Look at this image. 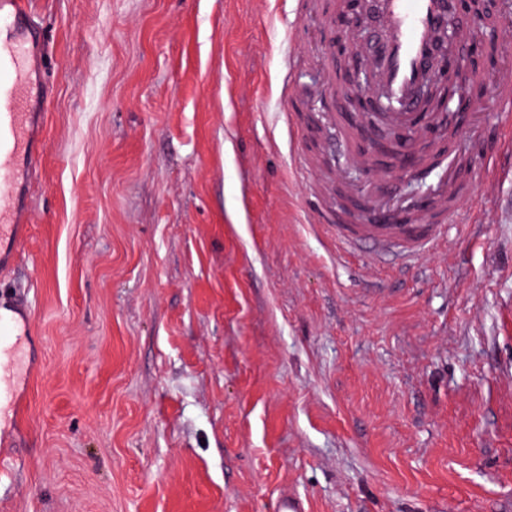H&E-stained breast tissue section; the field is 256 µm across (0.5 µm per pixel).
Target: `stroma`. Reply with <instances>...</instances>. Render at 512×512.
<instances>
[{"mask_svg":"<svg viewBox=\"0 0 512 512\" xmlns=\"http://www.w3.org/2000/svg\"><path fill=\"white\" fill-rule=\"evenodd\" d=\"M295 8L30 0L49 106L0 269L33 314L0 512H512V179L460 143L443 251L339 262L325 15Z\"/></svg>","mask_w":512,"mask_h":512,"instance_id":"1","label":"stroma"}]
</instances>
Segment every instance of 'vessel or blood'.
Returning a JSON list of instances; mask_svg holds the SVG:
<instances>
[{"instance_id":"obj_1","label":"vessel or blood","mask_w":512,"mask_h":512,"mask_svg":"<svg viewBox=\"0 0 512 512\" xmlns=\"http://www.w3.org/2000/svg\"><path fill=\"white\" fill-rule=\"evenodd\" d=\"M29 2L0 0V180L13 184L35 170L41 144L35 110L44 106L48 95L42 75V34L30 15ZM450 4L451 0H368L364 18L372 37L363 52L373 81L367 92L402 102V109L388 115L392 125L414 123L418 92L438 64L442 29L452 18ZM494 88L502 111L512 112V68L500 72ZM324 89L329 112L323 153L343 149L353 164L378 177L380 187L393 191L395 180L388 170L377 167L372 149L353 146L348 133L336 124L349 91L338 88L331 75L326 76ZM510 152L512 134L506 132L499 152L485 158L487 182L505 175L501 157ZM462 199L458 175L450 173L436 196V211L420 212L403 205L387 209L382 223L337 225L336 246L352 252L368 243L373 260L390 257L398 264L412 265L445 242V222L457 215ZM20 218L17 199L0 203L1 241L20 243L24 232ZM20 328L15 308L0 306V408L12 409L17 403L14 381L22 372Z\"/></svg>"}]
</instances>
